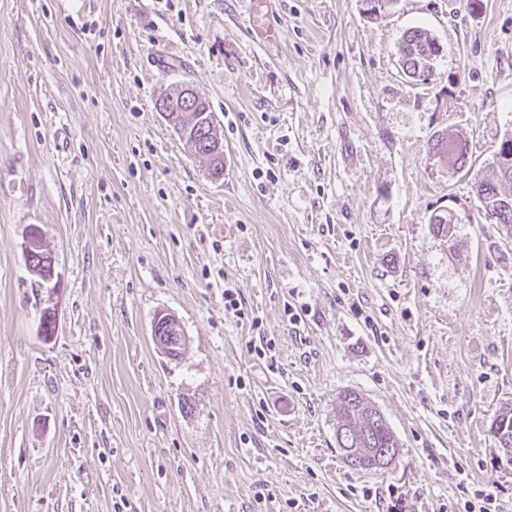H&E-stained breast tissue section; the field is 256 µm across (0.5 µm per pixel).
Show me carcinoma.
Segmentation results:
<instances>
[{
	"mask_svg": "<svg viewBox=\"0 0 512 512\" xmlns=\"http://www.w3.org/2000/svg\"><path fill=\"white\" fill-rule=\"evenodd\" d=\"M399 56L405 71L424 81L433 73L434 61L438 57L437 42L428 32L420 28L408 30L399 46ZM456 143L454 166L458 169L469 163L467 144L459 136H435L432 151L436 154L448 152V142ZM512 183V132L505 135L495 152L492 161L477 171L472 185L478 202V212L492 218V223L502 227L503 232L512 236V195L501 191V186ZM430 225L436 234L446 237L453 235L455 224L448 215H433ZM370 403L354 390H344L337 396V428H344L349 438L336 441L337 448H353L356 438L365 442V447L397 448L399 442L382 417L371 418L368 413ZM489 432L497 439L498 447L512 448V407L500 410L491 421Z\"/></svg>",
	"mask_w": 512,
	"mask_h": 512,
	"instance_id": "carcinoma-1",
	"label": "carcinoma"
}]
</instances>
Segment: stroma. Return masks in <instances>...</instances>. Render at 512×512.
Listing matches in <instances>:
<instances>
[{
    "label": "stroma",
    "instance_id": "35a3bbf8",
    "mask_svg": "<svg viewBox=\"0 0 512 512\" xmlns=\"http://www.w3.org/2000/svg\"><path fill=\"white\" fill-rule=\"evenodd\" d=\"M416 27L442 47L427 82L399 61ZM183 83L221 180L155 108ZM508 131L512 0H0V512H465L488 486L512 512L489 432L512 243L472 192ZM448 208L450 239L429 224ZM161 311L181 359L153 343ZM347 389L396 434L388 467L344 463ZM448 141L456 143L457 151L454 160V166H456L457 169L465 168L469 163V153L465 139H462L459 136L448 137L443 134L435 136L434 143L431 147L434 155L441 152L448 154ZM175 330L180 333L182 329L179 319L172 313L162 312L154 319L152 325V339L161 354L167 355V345L165 343L164 332L166 330Z\"/></svg>",
    "mask_w": 512,
    "mask_h": 512
}]
</instances>
